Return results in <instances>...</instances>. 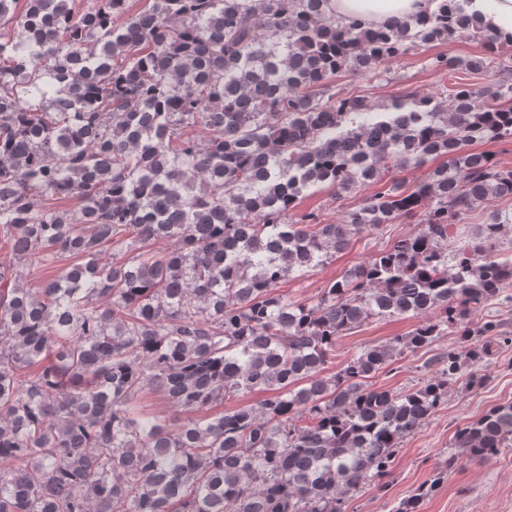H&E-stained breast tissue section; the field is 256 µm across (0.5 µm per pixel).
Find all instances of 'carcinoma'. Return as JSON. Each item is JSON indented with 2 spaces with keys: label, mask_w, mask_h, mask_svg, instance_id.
<instances>
[{
  "label": "carcinoma",
  "mask_w": 512,
  "mask_h": 512,
  "mask_svg": "<svg viewBox=\"0 0 512 512\" xmlns=\"http://www.w3.org/2000/svg\"><path fill=\"white\" fill-rule=\"evenodd\" d=\"M19 2L0 0V512H346L362 485L386 488L448 384L482 385L467 368L512 346V327L481 315L512 302L497 250L512 211L448 249L464 215L512 197V168L470 150L512 142V37L475 0L377 27L329 0H148L135 14L127 0ZM469 30L483 56L429 62L453 78L446 108L414 91L389 112L327 94L344 71ZM484 70L498 75L487 87L458 76ZM438 158L411 190L389 176ZM368 184L339 224L290 217L313 188ZM413 216L315 302L276 291ZM57 257L58 275L20 285L14 261ZM395 316L415 328L325 374L339 337ZM450 333L419 386L367 384ZM147 388L184 417L147 415ZM253 392L268 397L224 409ZM453 445L450 469L511 450L512 402ZM442 479L390 512H418Z\"/></svg>",
  "instance_id": "cac0c4a2"
}]
</instances>
